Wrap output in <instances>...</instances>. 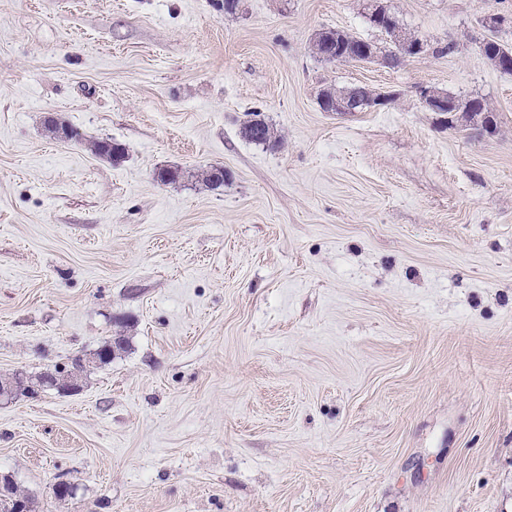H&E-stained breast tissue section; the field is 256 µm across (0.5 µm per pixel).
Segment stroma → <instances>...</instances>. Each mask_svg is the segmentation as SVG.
Segmentation results:
<instances>
[{"label":"stroma","instance_id":"1","mask_svg":"<svg viewBox=\"0 0 512 512\" xmlns=\"http://www.w3.org/2000/svg\"><path fill=\"white\" fill-rule=\"evenodd\" d=\"M383 2L424 53H312L388 50L368 0H0V379L123 340L0 401L31 512H512V0ZM353 86L390 100L321 109ZM318 41H313L315 53L327 56L334 62L366 61L377 54V46L366 40L355 38L347 33L326 29ZM482 53L495 67L512 72V47L489 39L482 45ZM349 91H353L362 97H366L369 94V92L363 86H357L346 90L338 91L332 88L326 89L321 94L322 108L324 110L333 109L336 105V112H359L360 110L365 109L368 105H372L373 107L374 105H384L389 102L388 96L380 94L377 97L358 100L356 104H352L349 101H338L336 103V94H347ZM421 94L429 109L434 112H442L447 110L448 112H451L457 116V119H460L462 122L476 126L475 118H473L468 105L465 104L467 103L473 105L474 108L479 111L478 113H483L485 115L484 125L490 123L494 127L497 124L496 114L494 113L495 111L482 100L476 98H459L465 102L463 103L456 99H448V97L444 96L442 93L427 88L423 89ZM254 117L247 120L241 127V135L246 140L258 145L277 146L279 141L274 137L270 126L264 119L260 118V114H252ZM89 149L96 156L110 160L112 163L121 161L125 156V147L121 143L109 139L90 141Z\"/></svg>","mask_w":512,"mask_h":512}]
</instances>
